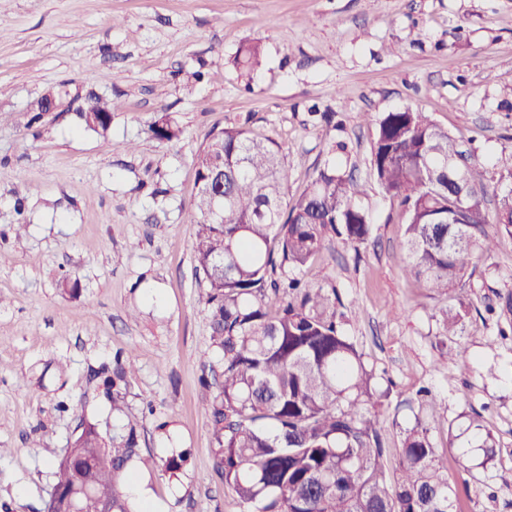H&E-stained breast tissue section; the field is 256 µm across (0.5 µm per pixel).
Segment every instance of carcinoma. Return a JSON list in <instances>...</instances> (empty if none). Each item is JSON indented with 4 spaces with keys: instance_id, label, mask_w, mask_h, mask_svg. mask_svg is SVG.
I'll return each mask as SVG.
<instances>
[{
    "instance_id": "carcinoma-1",
    "label": "carcinoma",
    "mask_w": 512,
    "mask_h": 512,
    "mask_svg": "<svg viewBox=\"0 0 512 512\" xmlns=\"http://www.w3.org/2000/svg\"><path fill=\"white\" fill-rule=\"evenodd\" d=\"M234 64L244 77L264 66L260 44L238 49ZM114 106L95 92L76 108L79 124L107 131ZM152 135L170 142L180 134L166 113ZM455 161L465 185L448 186L444 171ZM371 166L378 186L399 201L405 224L406 273L438 296L450 297L443 328L462 332L469 314L463 279L479 256L512 241V172L489 213L483 203L485 171L447 131L409 108L375 122ZM224 169V208L211 209L213 170ZM198 192L191 208L192 249L206 288L212 346L223 380L211 395L218 467L240 503L253 512H456V491L440 464L419 414L402 428L399 469L390 476L376 416L374 374L343 326L348 317L336 288H309L294 271L323 247L327 235L358 247L371 235L362 205L365 185L327 165L297 198H288V173L279 147L224 128L207 137L197 158ZM454 223H448V219ZM497 231L489 234L486 226ZM282 295L276 311L269 293ZM134 372V358L118 355L113 379ZM469 447L495 456L493 441L478 433ZM139 459L133 425L104 436L94 422L55 464L54 489L45 512H69V496L82 492L80 512H134L118 483Z\"/></svg>"
}]
</instances>
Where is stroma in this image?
I'll use <instances>...</instances> for the list:
<instances>
[{
  "label": "stroma",
  "mask_w": 512,
  "mask_h": 512,
  "mask_svg": "<svg viewBox=\"0 0 512 512\" xmlns=\"http://www.w3.org/2000/svg\"><path fill=\"white\" fill-rule=\"evenodd\" d=\"M249 42L265 64L247 80L233 57ZM90 90L116 104L107 132L71 112L31 123L46 92ZM404 108L459 139L495 190L512 172V0H0V512H43L85 418L107 437L135 425L140 460L120 485L158 512H242L202 385L189 214L198 152L227 127L279 146L289 194L331 163L366 183L369 241L331 240L298 276L333 283L351 313L385 393L387 467L419 409L462 512H512V243L468 267L470 314L443 340L448 303L406 275L400 208L371 170L377 116ZM162 109L177 140L149 131ZM119 352L135 372L116 415L101 371ZM474 417L496 455L467 475Z\"/></svg>",
  "instance_id": "1"
}]
</instances>
